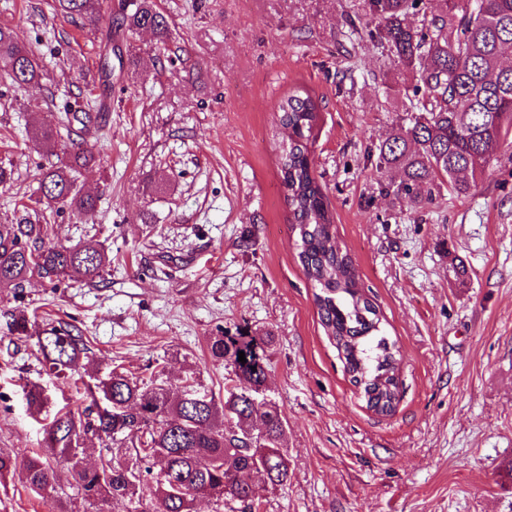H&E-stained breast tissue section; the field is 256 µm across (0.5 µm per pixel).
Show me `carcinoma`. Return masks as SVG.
Wrapping results in <instances>:
<instances>
[{
	"label": "carcinoma",
	"instance_id": "cac0c4a2",
	"mask_svg": "<svg viewBox=\"0 0 512 512\" xmlns=\"http://www.w3.org/2000/svg\"><path fill=\"white\" fill-rule=\"evenodd\" d=\"M365 14L381 21L366 31L384 44L393 61L418 74L412 111L392 137L376 146L377 167L395 171L399 180L381 184L386 195L421 206L448 184L458 194L474 190L504 147H512V66L500 64L512 46V0H443L442 13L413 26L408 17L422 0H362ZM58 12L98 31L100 0H55ZM149 30L158 48L170 38L169 22L154 0H137L116 29ZM42 73L32 50L0 29V81L11 86L39 82ZM320 120V105L307 91H293L278 104V123L288 143L278 157L280 184L288 217L298 236V259L316 289L314 301L327 336L333 341L351 383L362 389L369 409L394 411L398 362L383 335L379 309L365 295L351 256L331 232L333 216L314 174L310 145ZM59 131L36 123L32 142L54 152ZM97 162L85 148L42 170L39 192L49 210L76 215L93 211L96 197L77 189L74 174ZM52 227L25 215L0 224V289L21 290L33 279L50 283L76 278L88 283L103 277L109 257L102 248L65 246L50 241ZM18 338L30 337L31 316L12 314ZM273 334L246 329L224 331L208 340L213 360L238 379L224 400L201 389L192 376L174 384L164 370L135 375L114 367L105 377L91 371L89 404L77 412H49L50 396L39 384L25 387L28 410L49 418L44 454L19 457L0 448V479L21 471L27 487L41 496L56 493V512H78L75 503L96 512H194L205 499L214 512H254L262 506L245 473L256 470L273 487L288 480L286 421L278 408L249 403L266 383L265 351ZM42 363L65 378L90 359L91 348L70 325L52 326L36 336ZM245 353L246 362L238 360ZM101 441L98 460H84V440ZM69 464L73 493L57 491L56 473L47 461Z\"/></svg>",
	"mask_w": 512,
	"mask_h": 512
}]
</instances>
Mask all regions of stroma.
<instances>
[{
    "instance_id": "stroma-1",
    "label": "stroma",
    "mask_w": 512,
    "mask_h": 512,
    "mask_svg": "<svg viewBox=\"0 0 512 512\" xmlns=\"http://www.w3.org/2000/svg\"><path fill=\"white\" fill-rule=\"evenodd\" d=\"M172 38L148 31L112 45L54 0H0V28L31 45L43 77L0 86V224L34 204L49 164L28 139L34 115L99 118L78 138L99 156L79 187L94 213L47 214L66 245L103 242L112 265L94 284L31 281L0 292V448L42 445L25 383L56 407L84 406L80 375L46 374L9 312L73 325L101 370L196 374L223 397L230 375L207 353L218 329L272 331L264 397L287 421L289 477L255 484L264 512H512V152L476 190L441 187L432 204L378 191L367 148L406 117L415 74L361 38V0H155ZM112 85L99 81L102 63ZM308 90L321 105L311 146L332 232L400 354L394 412L368 409L325 335L299 263L275 146L277 107ZM20 478L0 512H52Z\"/></svg>"
}]
</instances>
